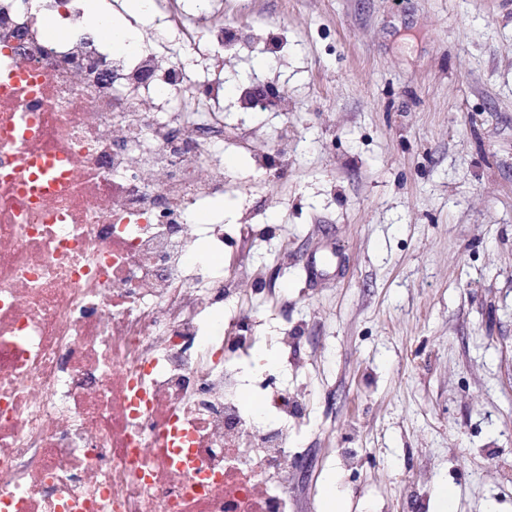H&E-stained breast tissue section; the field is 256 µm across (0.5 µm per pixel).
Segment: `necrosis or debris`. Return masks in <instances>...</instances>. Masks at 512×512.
I'll return each instance as SVG.
<instances>
[{"mask_svg":"<svg viewBox=\"0 0 512 512\" xmlns=\"http://www.w3.org/2000/svg\"><path fill=\"white\" fill-rule=\"evenodd\" d=\"M167 2L156 40L234 41ZM82 18V0H0V512H291L293 400L261 379L279 418L245 411V312L203 333L229 296L224 238L199 252L186 213L226 190L223 88ZM185 97L198 118L171 108Z\"/></svg>","mask_w":512,"mask_h":512,"instance_id":"necrosis-or-debris-1","label":"necrosis or debris"}]
</instances>
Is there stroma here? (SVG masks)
<instances>
[{
  "instance_id": "stroma-1",
  "label": "stroma",
  "mask_w": 512,
  "mask_h": 512,
  "mask_svg": "<svg viewBox=\"0 0 512 512\" xmlns=\"http://www.w3.org/2000/svg\"><path fill=\"white\" fill-rule=\"evenodd\" d=\"M283 33L224 56V277L257 359L296 334L310 512H512V0H224ZM288 134V172L254 157Z\"/></svg>"
}]
</instances>
